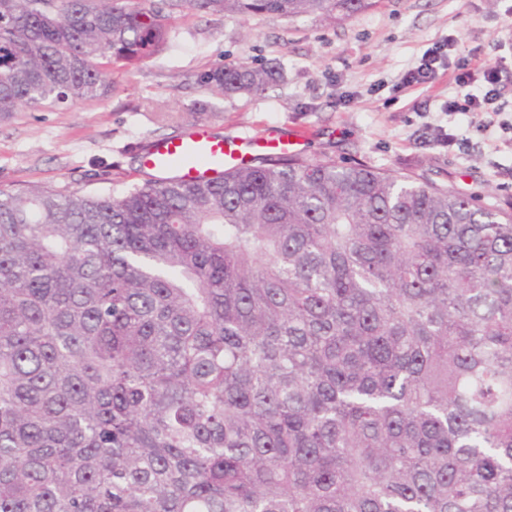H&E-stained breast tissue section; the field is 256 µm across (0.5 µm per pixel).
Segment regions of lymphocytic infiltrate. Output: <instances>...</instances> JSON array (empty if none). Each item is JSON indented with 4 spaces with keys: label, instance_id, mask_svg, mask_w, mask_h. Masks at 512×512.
<instances>
[{
    "label": "lymphocytic infiltrate",
    "instance_id": "f902f5d3",
    "mask_svg": "<svg viewBox=\"0 0 512 512\" xmlns=\"http://www.w3.org/2000/svg\"><path fill=\"white\" fill-rule=\"evenodd\" d=\"M494 45L497 54L493 58L469 52L452 60L448 57L450 41L437 42L423 54L418 65L406 71L395 89L403 92L419 88L431 83L439 71H446L455 93L444 102L442 112L455 116L459 125L468 128L475 116H487L481 129L492 149H512V117H505L499 91L500 77L507 66L505 53L512 49V24H500Z\"/></svg>",
    "mask_w": 512,
    "mask_h": 512
}]
</instances>
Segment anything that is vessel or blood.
<instances>
[{
    "label": "vessel or blood",
    "mask_w": 512,
    "mask_h": 512,
    "mask_svg": "<svg viewBox=\"0 0 512 512\" xmlns=\"http://www.w3.org/2000/svg\"><path fill=\"white\" fill-rule=\"evenodd\" d=\"M301 144L302 137L298 134L281 135L262 142L247 135L215 136L202 126L174 138L152 141L145 157L149 169L192 181L221 176L224 171L241 165L247 157L257 156L261 151L297 154Z\"/></svg>",
    "instance_id": "b4317fda"
}]
</instances>
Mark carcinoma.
I'll use <instances>...</instances> for the list:
<instances>
[{"instance_id":"cac0c4a2","label":"carcinoma","mask_w":512,"mask_h":512,"mask_svg":"<svg viewBox=\"0 0 512 512\" xmlns=\"http://www.w3.org/2000/svg\"><path fill=\"white\" fill-rule=\"evenodd\" d=\"M163 2L0 0V115L103 97L176 10L374 5ZM0 512H512V212L277 155L1 192Z\"/></svg>"}]
</instances>
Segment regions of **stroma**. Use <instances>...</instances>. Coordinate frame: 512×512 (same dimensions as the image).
<instances>
[{
    "mask_svg": "<svg viewBox=\"0 0 512 512\" xmlns=\"http://www.w3.org/2000/svg\"><path fill=\"white\" fill-rule=\"evenodd\" d=\"M505 0H376L349 19L177 13L166 47L135 67H113L105 98L0 116V192L29 186L107 196L152 177L151 141L204 125L218 134L306 131L304 158L364 163L420 175L480 204L512 211L494 153L470 132L468 156L439 144L447 76L393 97L391 89L433 43L491 54ZM220 63L272 67L265 91L221 94L198 78Z\"/></svg>",
    "mask_w": 512,
    "mask_h": 512,
    "instance_id": "obj_1",
    "label": "stroma"
}]
</instances>
